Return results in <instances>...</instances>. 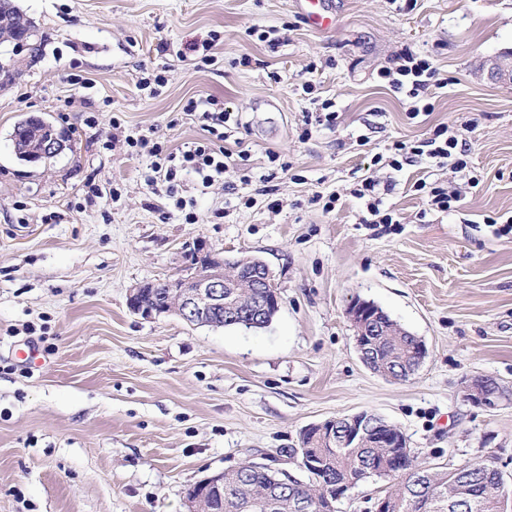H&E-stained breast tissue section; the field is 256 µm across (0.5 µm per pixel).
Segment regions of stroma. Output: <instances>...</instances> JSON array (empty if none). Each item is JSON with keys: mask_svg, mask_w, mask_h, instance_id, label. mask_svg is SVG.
Returning <instances> with one entry per match:
<instances>
[{"mask_svg": "<svg viewBox=\"0 0 512 512\" xmlns=\"http://www.w3.org/2000/svg\"><path fill=\"white\" fill-rule=\"evenodd\" d=\"M335 3L319 33L296 0H17L45 46L0 84V512H188L200 480L360 412L398 427L419 461L484 458L512 479V239L486 222L512 216V83L483 68L512 51V0ZM408 50L446 82L415 118L378 76ZM206 97L247 160L207 185L183 171L177 188L148 184L129 139L181 152L203 136L185 107ZM327 100L335 126L305 125ZM28 115L70 132L54 158L17 159ZM441 123L466 142V169L392 166L395 143ZM368 177L392 186L390 227L361 222ZM422 179L457 194L450 211ZM199 243L269 265L281 303L268 327L130 310L134 285L178 275ZM357 300L423 341L412 379L361 362ZM26 346L39 363L17 358ZM478 376L505 390L496 407L464 400Z\"/></svg>", "mask_w": 512, "mask_h": 512, "instance_id": "stroma-1", "label": "stroma"}]
</instances>
